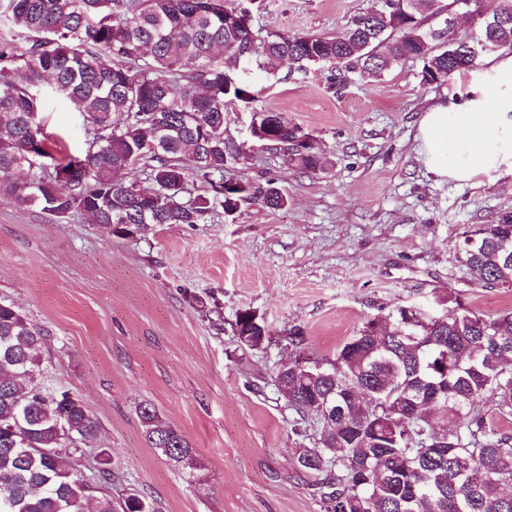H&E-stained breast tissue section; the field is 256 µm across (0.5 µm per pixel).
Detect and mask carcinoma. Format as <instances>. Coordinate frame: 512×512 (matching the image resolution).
Here are the masks:
<instances>
[{
	"instance_id": "cac0c4a2",
	"label": "carcinoma",
	"mask_w": 512,
	"mask_h": 512,
	"mask_svg": "<svg viewBox=\"0 0 512 512\" xmlns=\"http://www.w3.org/2000/svg\"><path fill=\"white\" fill-rule=\"evenodd\" d=\"M436 0H383L335 35L262 32L244 14L224 24L225 0H0V197L58 220L86 215L112 235L123 224H204L227 203L288 205L272 184L229 172L239 147L224 140V113L252 95L235 71L242 51L267 75L286 61L305 74L327 66L380 78L406 60L422 63V81L469 69L482 49L473 33L449 24L425 28ZM479 35L512 48V0H500ZM61 99L82 119L85 149H55L46 105ZM253 136L307 174L324 159L297 124L278 112ZM148 167V185L117 177ZM211 195H192L190 181ZM468 280L512 288V211L462 234L456 257ZM438 319L416 332L399 307L367 319L333 359L298 352L277 371L288 406L322 423L317 448L299 466L323 475L326 512H512V435L488 428L480 408L512 414V310L486 316L454 291ZM44 333L0 303V512H80L98 494L96 512H156L131 495L115 506L111 451L85 464L98 424L84 401L37 379ZM440 392L433 406L421 397ZM149 447L197 481L201 463L185 437L154 407L140 406Z\"/></svg>"
}]
</instances>
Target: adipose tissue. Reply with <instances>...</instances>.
I'll return each mask as SVG.
<instances>
[{"instance_id":"obj_1","label":"adipose tissue","mask_w":512,"mask_h":512,"mask_svg":"<svg viewBox=\"0 0 512 512\" xmlns=\"http://www.w3.org/2000/svg\"><path fill=\"white\" fill-rule=\"evenodd\" d=\"M417 138L436 176L470 182L512 175V56L458 82L447 101L426 112Z\"/></svg>"}]
</instances>
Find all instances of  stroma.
<instances>
[{"label": "stroma", "instance_id": "obj_1", "mask_svg": "<svg viewBox=\"0 0 512 512\" xmlns=\"http://www.w3.org/2000/svg\"><path fill=\"white\" fill-rule=\"evenodd\" d=\"M382 0H256L254 22L290 34L343 30ZM417 61L381 79L328 68L277 80L255 67L240 77L260 105L308 132L325 157L302 174L275 149L254 145L249 113L224 115V135L243 148L237 177L273 181L282 209L242 205L203 224H152L118 237L78 215L46 218L0 198V301L46 335L49 384L81 397L99 425L87 449L112 452L113 499L136 494L160 512H324L314 476L297 463L318 443L310 419L277 388L294 360L289 330L308 354L333 358L366 319L399 305L442 314L448 289L485 315L512 309V288L465 282L456 262L464 231L512 211V177L473 183L438 177L419 151L420 121L452 82L426 85ZM60 152L84 147L75 113L48 106ZM253 311L267 338L241 346L236 314ZM148 403L185 436L203 465L188 483L145 440Z\"/></svg>", "mask_w": 512, "mask_h": 512}]
</instances>
